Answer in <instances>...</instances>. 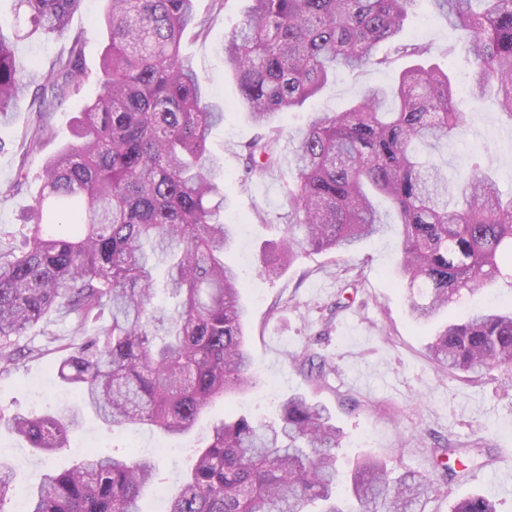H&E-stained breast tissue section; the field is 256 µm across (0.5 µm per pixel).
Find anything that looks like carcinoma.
Instances as JSON below:
<instances>
[{"instance_id":"1","label":"carcinoma","mask_w":512,"mask_h":512,"mask_svg":"<svg viewBox=\"0 0 512 512\" xmlns=\"http://www.w3.org/2000/svg\"><path fill=\"white\" fill-rule=\"evenodd\" d=\"M17 24L0 30V118H10L28 86L15 44L33 36L65 40L43 74L38 120L23 142L36 154L52 137L48 115L79 94L85 34L69 27L82 0H14ZM98 95L80 105L74 140L46 159L41 189L21 239L0 233V368L24 351L13 337L56 312L76 331L57 366L79 404L43 416H0V425L50 455L69 445L86 413L112 427L191 434L204 410L256 384L245 334L243 283L229 260L237 225L225 222L224 168L209 136L223 106L182 51L209 17L195 0H103ZM416 0H249L224 41L237 105L258 129L242 150L243 180L281 164L280 121L314 97L338 70L382 66V44L417 62L394 85L368 88L342 112H318L288 153V225L266 248L261 268L279 275L303 249L351 253L383 234L376 199L388 200L402 229L398 277L409 312L435 319L454 296L475 293L512 267V195L489 170L461 175L459 194L421 150L467 132L448 72L427 65L421 46L399 44ZM464 31L471 55L469 95L495 94L512 119V0H431ZM397 109L385 108L387 99ZM177 299L155 302L158 290ZM442 371L479 374L512 367V311H472L445 324L427 346ZM321 382L331 367L312 352L295 359ZM340 430L328 409L293 394L273 421L229 416L195 448L193 465L167 512H350L336 494ZM433 475L390 477L373 458L358 461L349 492L355 512H423L436 478L453 480L492 457L448 442L434 449ZM160 465L133 452L93 449L24 491L26 512H142ZM21 471L0 461V512L21 490ZM452 512H496L469 496Z\"/></svg>"}]
</instances>
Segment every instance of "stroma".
Masks as SVG:
<instances>
[{
	"instance_id": "stroma-1",
	"label": "stroma",
	"mask_w": 512,
	"mask_h": 512,
	"mask_svg": "<svg viewBox=\"0 0 512 512\" xmlns=\"http://www.w3.org/2000/svg\"><path fill=\"white\" fill-rule=\"evenodd\" d=\"M101 7V0H84L70 24L72 30L86 34L83 59L92 71L98 68L103 50L98 26ZM198 7L211 17L209 31L201 37L186 34L183 47L200 77L208 81L213 99L224 104V124L214 131L211 149L224 165L225 218L241 227L233 258L242 273L248 344L259 383L246 395L214 402L192 436L168 439L156 432L139 433L144 451L160 446L166 450L160 479L145 493L144 512H162L164 495L178 488L193 463L192 447L214 422L239 412L273 416L280 402L294 393L329 409L343 435L341 471H349L357 457L370 455L393 475L407 470L428 474L434 467L436 445L450 439L476 443L494 453V466L472 469L466 478L447 484L435 482L425 512H451L458 500L475 493L491 498L496 512H512V371L495 369L468 383L435 368L427 344L436 325L411 320L406 293L396 277L401 260L398 226L366 241L353 255L303 250L280 275L270 278L262 273L259 254L267 242L279 240L284 226L290 171L284 165L265 180L242 181L241 147L256 129L236 105L238 90L218 47L242 22L246 0H223L219 10L211 0H199ZM402 38L426 45L427 62L449 69L459 89L455 105L468 116V133L441 153L449 178H456L461 168L488 164L501 191L512 194V122L494 96L478 103L470 98L463 32L449 26L428 0H417ZM409 63V58L395 57L381 68L337 71L314 99L283 116L284 137L297 136L313 113L344 110L368 86L392 84ZM96 92L95 82H86L79 95L52 113L55 137L36 155H24L20 149L36 119L31 97H23L10 120L0 125V232L20 228L39 188L37 176L45 158L71 141L80 102ZM21 167L30 175L28 184L8 193ZM511 307L512 284L501 279L485 290L461 293L445 317L451 320L475 308ZM71 336L70 322L53 316L20 337V345L36 348L37 353L0 369L1 413H43L72 403L73 396L56 370L63 356L58 343ZM306 349L331 364L327 386L314 385L293 363V355ZM0 448L6 451V461L20 466L28 486L37 485L53 470L71 466L78 456L77 449L70 447L41 457L4 429Z\"/></svg>"
}]
</instances>
